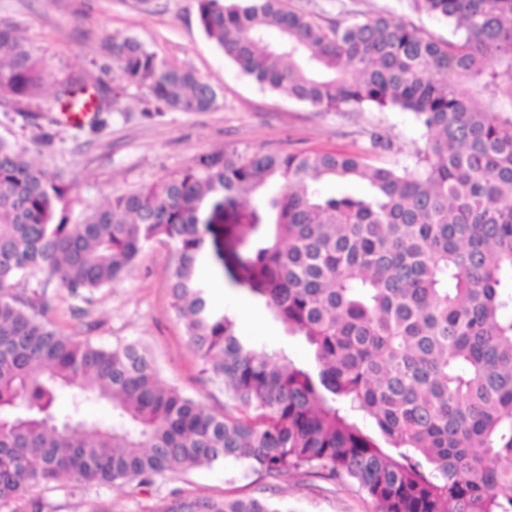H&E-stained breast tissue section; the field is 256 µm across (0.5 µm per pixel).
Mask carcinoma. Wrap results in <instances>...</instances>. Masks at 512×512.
Wrapping results in <instances>:
<instances>
[{
	"instance_id": "carcinoma-1",
	"label": "carcinoma",
	"mask_w": 512,
	"mask_h": 512,
	"mask_svg": "<svg viewBox=\"0 0 512 512\" xmlns=\"http://www.w3.org/2000/svg\"><path fill=\"white\" fill-rule=\"evenodd\" d=\"M410 2L453 38L384 14L323 24L285 0H198V20L261 86L325 112L413 114L427 139L411 169L349 152H224L70 224L55 219L66 187L0 139V507L42 512L34 490L50 484L143 486L234 465L347 478L375 512H512V0ZM112 59L159 105L216 102L133 39ZM38 85L32 50L0 27V96ZM332 182L364 190L325 191ZM204 209L224 215L232 283L303 337L311 362L257 347L213 306ZM154 240L175 248L171 306L224 387L222 414L165 384L139 342L99 346L52 319L58 291L86 299ZM93 400L112 405L110 422L83 417ZM187 509L288 512L233 496Z\"/></svg>"
}]
</instances>
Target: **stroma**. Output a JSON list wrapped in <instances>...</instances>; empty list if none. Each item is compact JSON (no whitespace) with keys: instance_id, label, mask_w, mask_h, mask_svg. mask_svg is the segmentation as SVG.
Wrapping results in <instances>:
<instances>
[{"instance_id":"35a3bbf8","label":"stroma","mask_w":512,"mask_h":512,"mask_svg":"<svg viewBox=\"0 0 512 512\" xmlns=\"http://www.w3.org/2000/svg\"><path fill=\"white\" fill-rule=\"evenodd\" d=\"M290 9L319 22H353L388 13L424 32L450 38L446 23L412 10L408 0H288ZM13 26L43 61L40 95L0 98V139L23 144L50 175L69 186L58 215L79 221L113 195L181 175L214 152L348 151L376 165L413 167L423 130L408 112L364 109L323 112L288 94L259 86L203 34L197 0H0V26ZM133 39L169 66L192 71L215 90V105L203 112L157 109L145 88L111 70L112 43ZM101 91L104 109L94 122L60 119L56 92L68 78ZM56 124H48V117ZM388 138V150L370 146L371 133ZM204 278L217 293L212 302L236 313L237 332L257 345L285 349L304 363L301 337L286 335L264 306L224 276L213 245H205ZM172 245L148 244L119 281L76 302L67 292L56 299L55 324L104 346L138 341L156 356L162 379L215 414L224 410L222 386L194 355L171 307L168 275ZM259 497L282 502L292 512H374L357 485L316 472L280 480L242 476L237 467L169 471L146 486L68 483L38 493L43 512H167L185 499Z\"/></svg>"}]
</instances>
